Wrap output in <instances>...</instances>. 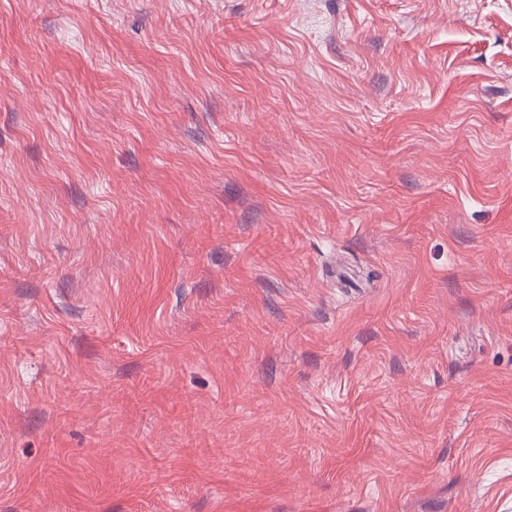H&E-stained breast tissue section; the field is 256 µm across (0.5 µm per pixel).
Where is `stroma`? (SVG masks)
Returning a JSON list of instances; mask_svg holds the SVG:
<instances>
[{
	"label": "stroma",
	"instance_id": "stroma-1",
	"mask_svg": "<svg viewBox=\"0 0 512 512\" xmlns=\"http://www.w3.org/2000/svg\"><path fill=\"white\" fill-rule=\"evenodd\" d=\"M0 512H512V0H0Z\"/></svg>",
	"mask_w": 512,
	"mask_h": 512
}]
</instances>
